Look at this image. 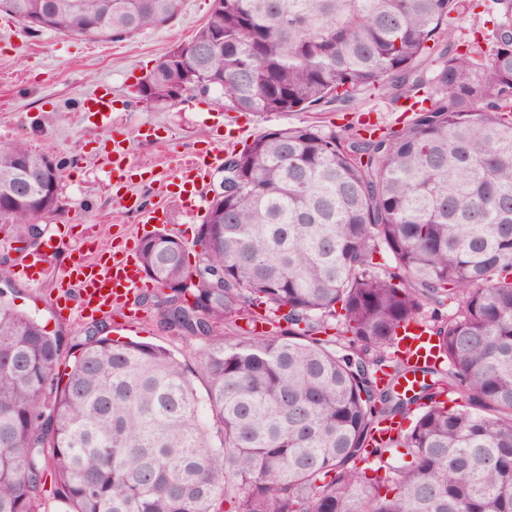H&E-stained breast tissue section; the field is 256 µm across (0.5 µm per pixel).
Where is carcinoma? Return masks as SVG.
Returning a JSON list of instances; mask_svg holds the SVG:
<instances>
[{
	"label": "carcinoma",
	"instance_id": "obj_1",
	"mask_svg": "<svg viewBox=\"0 0 512 512\" xmlns=\"http://www.w3.org/2000/svg\"><path fill=\"white\" fill-rule=\"evenodd\" d=\"M77 2L0 14L115 41L183 4L91 0L85 18ZM472 2L213 0L191 40L207 51H169L138 86L152 100L183 88L233 112H343L374 90L411 118L268 129L224 156L194 263L173 234L141 241L157 285L143 301L201 344L203 396L166 348L98 328L62 379V336L0 290V512H45L50 467L62 512H512V0L462 49L448 16ZM44 156L0 145V223L21 242L59 208V159L48 191L8 198ZM410 322L448 363L411 396L392 354Z\"/></svg>",
	"mask_w": 512,
	"mask_h": 512
}]
</instances>
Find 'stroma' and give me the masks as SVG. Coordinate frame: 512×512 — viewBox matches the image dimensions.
<instances>
[{"mask_svg":"<svg viewBox=\"0 0 512 512\" xmlns=\"http://www.w3.org/2000/svg\"><path fill=\"white\" fill-rule=\"evenodd\" d=\"M211 8L212 0H183L182 11L173 22L117 42L51 31L33 34L18 21L0 16V34H9L8 39L0 37V144L23 140L32 149L67 162L59 182V210L39 221L44 235L66 232L64 246L43 250L44 275L39 284L32 285L12 275L29 254V247L14 242L11 226H0V256H7L5 268L10 272L0 280V289L11 304L37 314L48 330L60 331L67 339H82L98 324L115 339L162 345L190 366H198L201 359L199 345L160 328L149 307L138 309L145 324L125 326L114 319L97 322L62 317L54 310L59 277L84 254V238L95 239L105 248L115 237L143 235L114 192L103 158L111 138H128L132 165L152 172V181L135 178L127 186L144 207L152 209L166 205L167 184L201 151H239L261 132L286 125L313 124L327 131L357 121L365 113L378 127L396 130L409 118L388 100L367 95L354 112L264 115L225 111L213 94L178 101L140 100L135 94L137 83L167 52L195 36ZM105 81L112 85L111 111H81V101Z\"/></svg>","mask_w":512,"mask_h":512,"instance_id":"1","label":"stroma"}]
</instances>
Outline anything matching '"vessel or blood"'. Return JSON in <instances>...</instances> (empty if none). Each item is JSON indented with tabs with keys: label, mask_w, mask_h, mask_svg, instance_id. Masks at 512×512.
<instances>
[{
	"label": "vessel or blood",
	"mask_w": 512,
	"mask_h": 512,
	"mask_svg": "<svg viewBox=\"0 0 512 512\" xmlns=\"http://www.w3.org/2000/svg\"><path fill=\"white\" fill-rule=\"evenodd\" d=\"M110 172L115 186H124L130 177L129 147L126 140H113ZM220 152L212 151L201 156L193 165L180 169L172 179L168 195L176 200L189 220L200 217L210 169L222 163ZM119 202L141 224H164L167 211H153L140 207L136 198L120 196ZM60 300L76 294L80 312L89 315L108 316L112 312L128 308L134 296L149 283L142 274L138 257L126 248L115 245L101 255L80 258L63 271L59 281ZM396 351L412 367L403 382L405 389H414L424 379L425 370L440 365L436 340L424 329L411 325L399 335Z\"/></svg>",
	"instance_id": "obj_1"
}]
</instances>
